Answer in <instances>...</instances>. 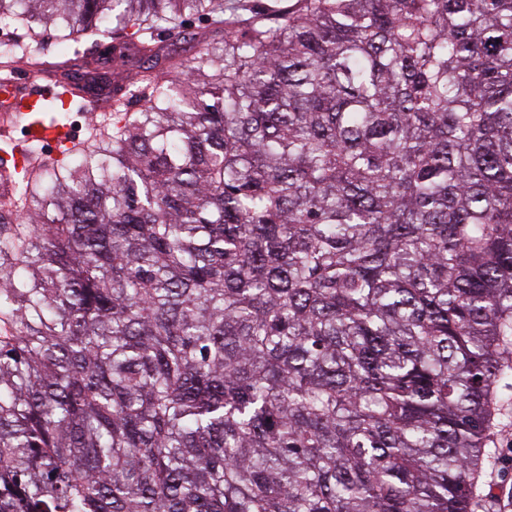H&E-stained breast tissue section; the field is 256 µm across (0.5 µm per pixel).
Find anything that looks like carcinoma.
<instances>
[{"label":"carcinoma","mask_w":512,"mask_h":512,"mask_svg":"<svg viewBox=\"0 0 512 512\" xmlns=\"http://www.w3.org/2000/svg\"><path fill=\"white\" fill-rule=\"evenodd\" d=\"M0 20L7 66L141 62L63 159L0 149V512H470L512 377V0Z\"/></svg>","instance_id":"obj_1"}]
</instances>
